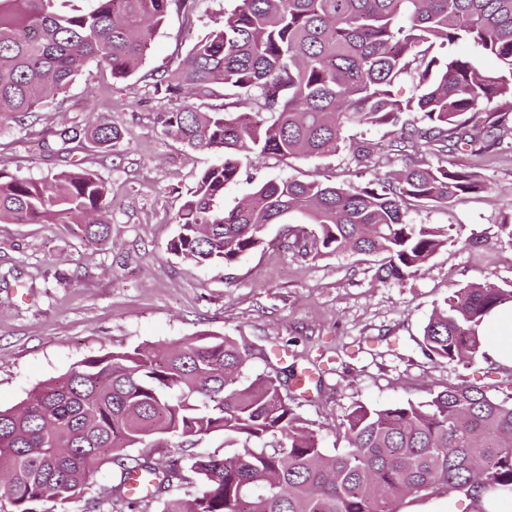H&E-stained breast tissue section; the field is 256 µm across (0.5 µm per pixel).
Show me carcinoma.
I'll use <instances>...</instances> for the list:
<instances>
[{"label": "carcinoma", "instance_id": "obj_1", "mask_svg": "<svg viewBox=\"0 0 512 512\" xmlns=\"http://www.w3.org/2000/svg\"><path fill=\"white\" fill-rule=\"evenodd\" d=\"M171 0H0V117L17 124L65 93L88 65L116 79L132 75L166 18ZM466 44L495 57L490 72L452 51ZM449 49L446 58L437 49ZM417 80L403 100L400 77ZM161 98L214 99L162 112L167 135L193 150H214L177 211L170 254L225 267L263 243L269 224L288 225L281 245L315 257L341 251L378 258L402 280L448 244V230L410 224L412 208L435 207L492 183L451 168L448 157L477 141L462 116L495 99L483 136L512 132V0H241L223 27L196 42L159 76ZM254 97L270 113L260 123L237 111ZM421 114L418 127L405 119ZM352 123L389 129L386 155L401 159L364 186L280 180L262 184L230 210L224 186L242 160L325 156ZM110 150L121 131L105 120L86 129ZM42 148L70 155L80 133L49 130ZM112 192L96 173L74 167L32 181L0 168V224L73 225L91 244L111 236ZM512 289L469 284L451 292L424 330L433 359L484 355L480 328ZM247 355L228 336L202 333L166 347L138 346L87 357L0 410V512H68L101 466L119 468L112 504L130 498L132 476L160 498L174 482L189 498L161 512H399L409 496L461 493L480 502L512 493V403L482 387L449 386L419 403L358 405L340 427L345 448L329 453L270 373L246 380ZM221 432L241 442L162 467L126 450L155 436L183 443Z\"/></svg>", "mask_w": 512, "mask_h": 512}]
</instances>
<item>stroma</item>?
<instances>
[{
    "mask_svg": "<svg viewBox=\"0 0 512 512\" xmlns=\"http://www.w3.org/2000/svg\"><path fill=\"white\" fill-rule=\"evenodd\" d=\"M238 4L173 0L132 76L115 80L91 65L25 124L0 119V168L33 180L63 167L42 147L58 122L82 127L95 116L125 133L112 151L90 144L81 155L112 189L109 243L89 245L67 224H0V409L17 406L88 356L163 347L204 332L250 350L247 377L284 370L305 376L302 389L287 381L289 402L329 452L344 447L339 422L359 404L423 402L465 381L496 400L512 399V367L489 357L468 364L431 359L422 349L432 312L452 290L485 282L512 288V238L501 231L512 224L510 134L494 149L452 157L494 192L408 213L410 223L447 228L452 239L405 280L382 278L377 261L348 252L312 258L284 250L282 224L267 225L263 244L226 268L197 267L168 252L183 196L217 155L189 150L164 133L156 115L179 102L159 98L153 85ZM345 140L333 155L243 161L224 188L225 208L271 180L339 177L364 185L386 170L384 154L364 168L348 148L354 141L386 143L384 128L353 124ZM223 445L220 433L180 451L154 438L131 454L170 465L184 453Z\"/></svg>",
    "mask_w": 512,
    "mask_h": 512,
    "instance_id": "obj_1",
    "label": "stroma"
}]
</instances>
